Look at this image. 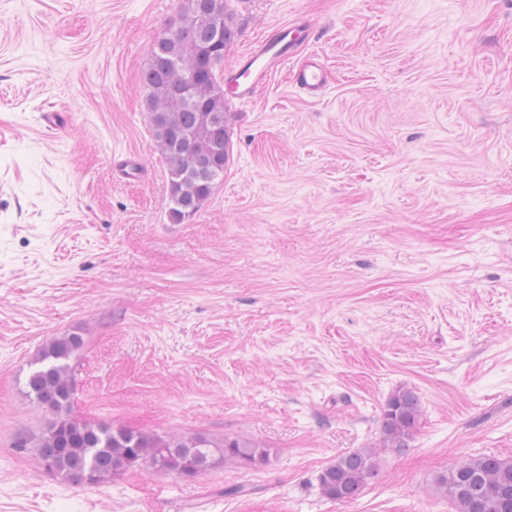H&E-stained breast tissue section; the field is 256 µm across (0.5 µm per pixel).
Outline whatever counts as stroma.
Masks as SVG:
<instances>
[{
	"label": "stroma",
	"instance_id": "obj_1",
	"mask_svg": "<svg viewBox=\"0 0 512 512\" xmlns=\"http://www.w3.org/2000/svg\"><path fill=\"white\" fill-rule=\"evenodd\" d=\"M178 3L0 0V512H453L438 475L512 458V0H229L225 65L306 19L297 54L329 82L274 74L173 224L141 75ZM73 334L64 417L265 462L49 474L55 414L25 383ZM400 387L422 402L409 448L322 497ZM295 86L305 91L312 98L323 94L327 73L321 59L309 56L290 69ZM221 448L224 462H232L240 467H250L264 461L265 453L259 446L243 439H225Z\"/></svg>",
	"mask_w": 512,
	"mask_h": 512
}]
</instances>
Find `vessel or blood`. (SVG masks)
<instances>
[{
	"label": "vessel or blood",
	"instance_id": "obj_1",
	"mask_svg": "<svg viewBox=\"0 0 512 512\" xmlns=\"http://www.w3.org/2000/svg\"><path fill=\"white\" fill-rule=\"evenodd\" d=\"M299 25L284 24L263 34L234 65L225 68L221 81L230 101L242 105L252 101L268 79L282 69H289L295 86L310 97L323 93L327 73L319 57L296 58Z\"/></svg>",
	"mask_w": 512,
	"mask_h": 512
}]
</instances>
